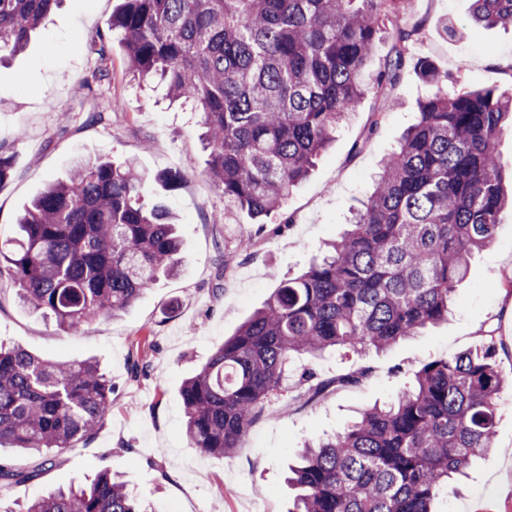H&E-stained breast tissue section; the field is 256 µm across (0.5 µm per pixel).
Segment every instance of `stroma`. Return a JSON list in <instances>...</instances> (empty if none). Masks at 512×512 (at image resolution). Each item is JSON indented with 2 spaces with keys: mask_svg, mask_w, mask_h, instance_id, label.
Listing matches in <instances>:
<instances>
[{
  "mask_svg": "<svg viewBox=\"0 0 512 512\" xmlns=\"http://www.w3.org/2000/svg\"><path fill=\"white\" fill-rule=\"evenodd\" d=\"M120 0H63L33 33L27 49L0 63V150L12 174L0 185V235L9 236L25 205L68 175L75 157L135 159L147 174L183 173L173 190L152 184L145 204L175 214L182 240L179 271L143 291L126 310L66 334L18 302L0 277V341L59 360H98L112 381V412L94 438L41 466L38 457L0 449V462L33 480L0 492V512H24L49 491L106 468L154 512H288V466L309 439L343 430L359 410L392 399L424 364L473 347L485 331L499 342L500 370L512 380V296L495 288L512 275V211L495 241L471 259L447 323L366 357L329 353L294 361L288 389L271 399L240 448L227 456L191 447L183 427L182 381L277 288L306 268L347 227L372 190L385 154L418 120L428 86L406 68L392 97L366 95L337 132L309 178L283 209L255 223L228 209L205 175L198 113L168 107L163 85L130 81L123 49L112 42L109 80L96 83L99 35ZM470 0H407L422 29L412 58L468 88L512 90V27L473 29ZM382 113L372 126L374 113ZM251 248L238 247L241 235ZM368 366L371 378L330 389L314 401L300 394L305 368L333 378ZM440 512H512V387L506 388L493 446L438 503Z\"/></svg>",
  "mask_w": 512,
  "mask_h": 512,
  "instance_id": "35a3bbf8",
  "label": "stroma"
}]
</instances>
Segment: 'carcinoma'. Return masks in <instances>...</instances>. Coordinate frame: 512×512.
Wrapping results in <instances>:
<instances>
[{
	"label": "carcinoma",
	"mask_w": 512,
	"mask_h": 512,
	"mask_svg": "<svg viewBox=\"0 0 512 512\" xmlns=\"http://www.w3.org/2000/svg\"><path fill=\"white\" fill-rule=\"evenodd\" d=\"M59 0H0V53L22 51ZM402 0H122L107 23L126 73L156 79L202 118L206 176L224 206L259 220L282 209L368 93L391 94L419 25L376 37ZM470 25L512 26V0H471ZM431 92L399 150L341 237L306 271L280 281L263 308L180 387L185 434L208 455L240 447L296 356L359 357L448 322L471 255L493 243L512 206L496 143L512 132V95L464 90L424 62ZM153 178L130 161L76 159L0 239V272L19 301L73 334L129 307L181 263L166 208L143 204ZM496 337L435 359L415 383L308 443L290 468L289 512H435L449 483L493 447L508 382ZM112 411V381L94 361L41 359L0 342V444L53 463ZM34 472L0 463V486ZM27 512H147L119 476L52 491Z\"/></svg>",
	"instance_id": "1"
}]
</instances>
